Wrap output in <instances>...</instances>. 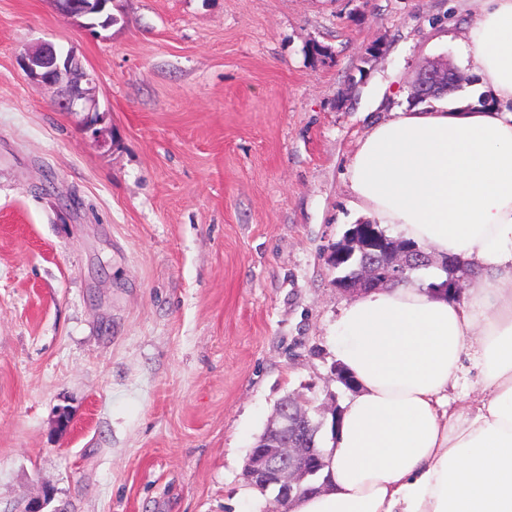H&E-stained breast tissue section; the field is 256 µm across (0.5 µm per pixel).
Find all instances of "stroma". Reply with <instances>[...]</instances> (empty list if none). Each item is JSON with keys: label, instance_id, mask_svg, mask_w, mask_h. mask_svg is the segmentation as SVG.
<instances>
[{"label": "stroma", "instance_id": "35a3bbf8", "mask_svg": "<svg viewBox=\"0 0 512 512\" xmlns=\"http://www.w3.org/2000/svg\"><path fill=\"white\" fill-rule=\"evenodd\" d=\"M472 0H112L92 30L0 0V512H277L245 460L282 398L328 445L323 251L348 170ZM71 50L99 118L21 58Z\"/></svg>", "mask_w": 512, "mask_h": 512}]
</instances>
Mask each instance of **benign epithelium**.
Instances as JSON below:
<instances>
[{
  "mask_svg": "<svg viewBox=\"0 0 512 512\" xmlns=\"http://www.w3.org/2000/svg\"><path fill=\"white\" fill-rule=\"evenodd\" d=\"M61 10L74 18H84L105 11L112 0H56ZM24 70L35 84L57 89L52 106L61 112L84 114L82 125L86 128L96 121L99 109L96 99V82L86 71L76 54L64 52L52 43L44 42L27 50L22 56ZM458 74L454 67L443 60L427 63L413 81V94L426 98L447 94L454 89ZM378 258L354 271V274L337 279L336 287L346 294L365 289H375L390 282L408 279L412 263L404 252L385 241L377 242ZM301 402H289L284 413L275 412L273 422L288 417L289 432L273 440L266 448L251 449L245 464L244 476L252 485H263L280 490L281 505L302 494L319 493L325 483H317L318 469L313 461V449L306 446L304 425L296 408Z\"/></svg>",
  "mask_w": 512,
  "mask_h": 512,
  "instance_id": "7a95c632",
  "label": "benign epithelium"
}]
</instances>
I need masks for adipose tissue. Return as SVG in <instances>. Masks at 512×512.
Listing matches in <instances>:
<instances>
[{"label":"adipose tissue","mask_w":512,"mask_h":512,"mask_svg":"<svg viewBox=\"0 0 512 512\" xmlns=\"http://www.w3.org/2000/svg\"><path fill=\"white\" fill-rule=\"evenodd\" d=\"M458 50L491 91L395 110L359 140L350 189L370 223L478 271L468 295L400 286L350 301L336 356L354 387L324 493L287 512H512V0H478ZM477 407L448 408L464 363Z\"/></svg>","instance_id":"obj_1"}]
</instances>
